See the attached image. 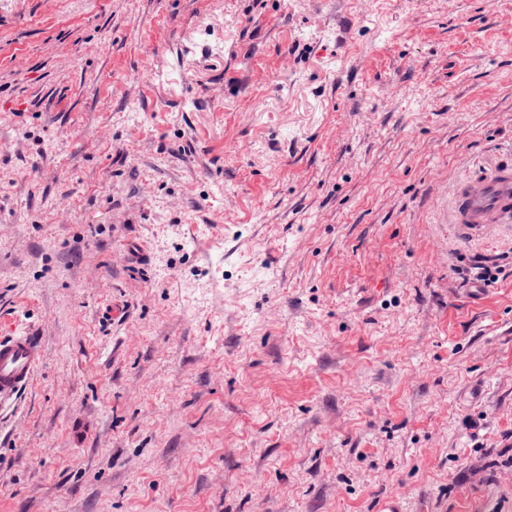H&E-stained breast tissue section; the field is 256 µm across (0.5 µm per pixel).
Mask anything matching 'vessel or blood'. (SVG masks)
Returning <instances> with one entry per match:
<instances>
[{"instance_id": "obj_1", "label": "vessel or blood", "mask_w": 512, "mask_h": 512, "mask_svg": "<svg viewBox=\"0 0 512 512\" xmlns=\"http://www.w3.org/2000/svg\"><path fill=\"white\" fill-rule=\"evenodd\" d=\"M512 213V175L493 173L465 185L454 212L455 223L483 233ZM44 343L29 330L0 336V407L12 404L32 383L44 362Z\"/></svg>"}]
</instances>
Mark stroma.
<instances>
[{
  "mask_svg": "<svg viewBox=\"0 0 512 512\" xmlns=\"http://www.w3.org/2000/svg\"><path fill=\"white\" fill-rule=\"evenodd\" d=\"M512 0H0V512H512ZM512 213V175L492 173L484 179L465 185L459 194L454 212L456 224L477 233L491 228L507 226L499 224ZM44 356L43 338L35 331L0 336V408L12 404L30 386Z\"/></svg>",
  "mask_w": 512,
  "mask_h": 512,
  "instance_id": "stroma-1",
  "label": "stroma"
}]
</instances>
